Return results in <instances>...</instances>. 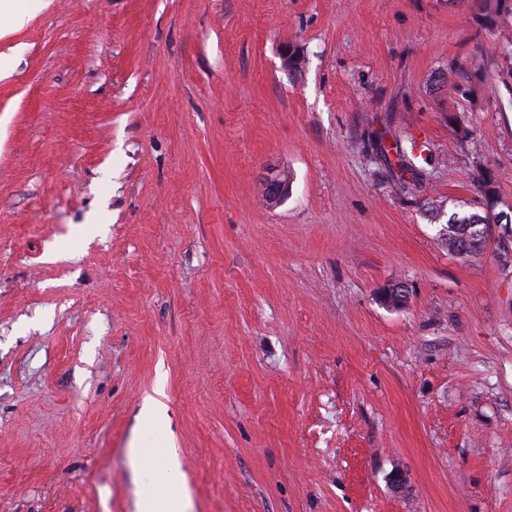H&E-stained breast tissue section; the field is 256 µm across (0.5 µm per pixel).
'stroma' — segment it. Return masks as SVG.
Listing matches in <instances>:
<instances>
[{"instance_id": "obj_1", "label": "stroma", "mask_w": 512, "mask_h": 512, "mask_svg": "<svg viewBox=\"0 0 512 512\" xmlns=\"http://www.w3.org/2000/svg\"><path fill=\"white\" fill-rule=\"evenodd\" d=\"M488 179L512 213L488 0H44L0 37V512H512V236L443 235ZM262 192L268 204L279 203L288 194V176L269 170L262 179Z\"/></svg>"}]
</instances>
